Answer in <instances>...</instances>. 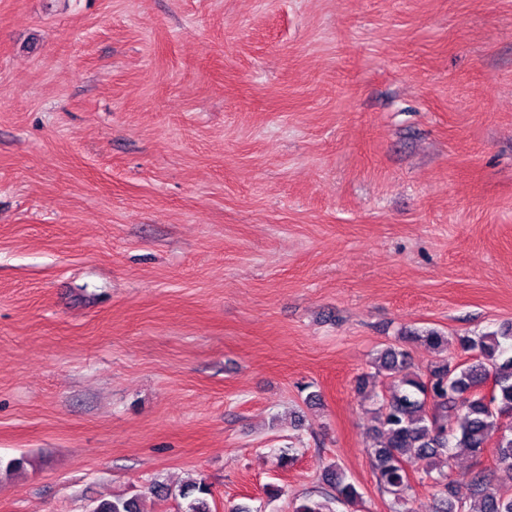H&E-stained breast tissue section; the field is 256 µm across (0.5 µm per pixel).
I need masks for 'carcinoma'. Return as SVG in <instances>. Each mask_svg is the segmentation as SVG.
I'll list each match as a JSON object with an SVG mask.
<instances>
[{"mask_svg": "<svg viewBox=\"0 0 512 512\" xmlns=\"http://www.w3.org/2000/svg\"><path fill=\"white\" fill-rule=\"evenodd\" d=\"M410 338L423 341L440 357L423 374L410 371L401 349L389 347L377 357L370 377L389 384V394L376 396L370 448L381 493L392 497L394 512H412L407 467L415 466L420 479L438 488L437 512H512V488L493 484L480 468V458L490 447L497 465L512 474V331L455 337L464 360L444 356L448 337L433 329ZM456 448L475 458L468 475L474 498L470 507L456 495L454 481L444 470ZM322 482L331 493L321 500L309 496L294 502L292 512H334L333 502L354 503L360 497L335 463L325 470ZM178 495L189 500L184 512H212L205 479L183 484ZM89 512L143 510L140 498L115 496Z\"/></svg>", "mask_w": 512, "mask_h": 512, "instance_id": "obj_1", "label": "carcinoma"}]
</instances>
